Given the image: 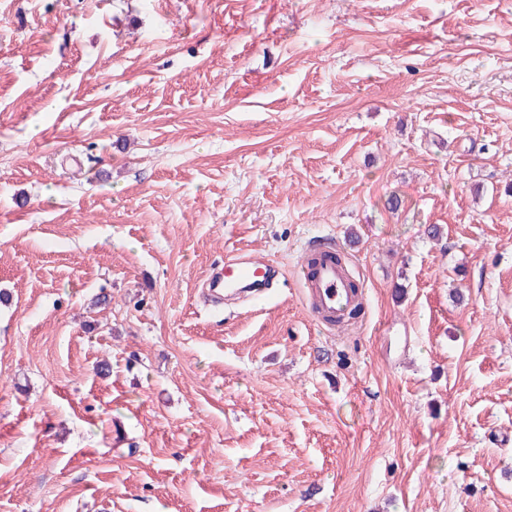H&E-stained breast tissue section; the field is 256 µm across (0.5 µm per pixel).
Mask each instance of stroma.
I'll use <instances>...</instances> for the list:
<instances>
[{
    "mask_svg": "<svg viewBox=\"0 0 512 512\" xmlns=\"http://www.w3.org/2000/svg\"><path fill=\"white\" fill-rule=\"evenodd\" d=\"M0 512H512V0H0ZM304 251L306 255L299 260L297 271L303 287L309 291L310 311L320 322L335 326L336 315L341 314L351 300L358 299L351 287L355 276L343 261L336 262L331 257L339 252L337 245L335 249L328 241H315ZM312 254L317 255L318 261L311 267L308 258ZM269 276V268L252 255H226L224 267L214 275L209 288H220L228 293L262 291Z\"/></svg>",
    "mask_w": 512,
    "mask_h": 512,
    "instance_id": "1",
    "label": "stroma"
}]
</instances>
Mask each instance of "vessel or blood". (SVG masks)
<instances>
[{
    "label": "vessel or blood",
    "instance_id": "b4317fda",
    "mask_svg": "<svg viewBox=\"0 0 512 512\" xmlns=\"http://www.w3.org/2000/svg\"><path fill=\"white\" fill-rule=\"evenodd\" d=\"M309 252L316 254L317 263L300 259L297 271L304 288L309 291V308L317 320L335 318L354 300L351 287L354 275L346 264L333 257L335 247L327 241H316L309 245ZM269 276L267 265L250 255H228L224 266L214 275L210 288H219L228 293L246 291L261 292Z\"/></svg>",
    "mask_w": 512,
    "mask_h": 512
}]
</instances>
